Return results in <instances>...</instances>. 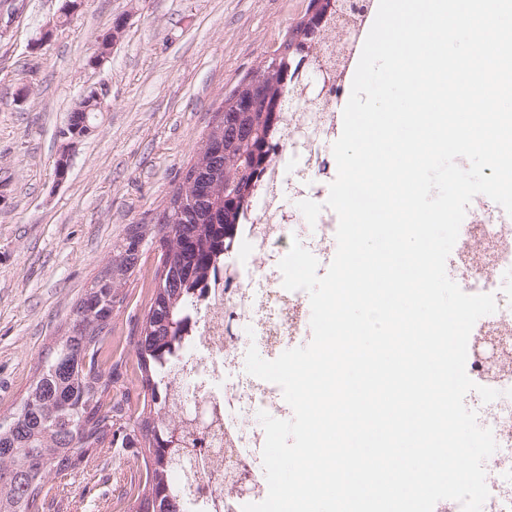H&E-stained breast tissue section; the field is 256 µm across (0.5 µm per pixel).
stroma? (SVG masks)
I'll return each instance as SVG.
<instances>
[{
    "label": "stroma",
    "mask_w": 512,
    "mask_h": 512,
    "mask_svg": "<svg viewBox=\"0 0 512 512\" xmlns=\"http://www.w3.org/2000/svg\"><path fill=\"white\" fill-rule=\"evenodd\" d=\"M303 0H0V421L22 403L41 361L75 318L113 247L156 223L226 93L255 70L273 32ZM127 27L98 66L96 38L119 15ZM105 110L70 147L66 180L55 161L70 112L88 89ZM158 252L144 247L112 312V360L126 416L145 395L130 343L154 286ZM135 449L92 480L61 482L68 512H127Z\"/></svg>",
    "instance_id": "stroma-1"
}]
</instances>
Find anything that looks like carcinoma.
<instances>
[{
    "instance_id": "carcinoma-1",
    "label": "carcinoma",
    "mask_w": 512,
    "mask_h": 512,
    "mask_svg": "<svg viewBox=\"0 0 512 512\" xmlns=\"http://www.w3.org/2000/svg\"><path fill=\"white\" fill-rule=\"evenodd\" d=\"M337 0H307L297 24L276 38L268 56L224 96L221 109L195 151L183 179L199 168L206 189L178 184L156 224H138L117 245L103 276L80 299L69 332L60 337L27 389L20 409L0 423V512H49L55 480L83 472L116 442L114 427L125 406L112 398V369L106 338L112 335V304L134 273L138 246L158 245V265L148 311L133 348L138 376L150 398L139 412V434L125 447L140 448L145 474L131 476L125 497L133 512H184L171 474L179 464L166 455L167 441L186 448L198 444L186 405L168 400L172 344L190 319L195 288L224 258L235 241L245 210L261 187L269 155L288 144L282 123L287 93L301 91L292 78L325 39L340 41L357 15L336 23ZM229 126L253 132L249 140L225 134ZM222 139L223 154L210 158L207 144Z\"/></svg>"
}]
</instances>
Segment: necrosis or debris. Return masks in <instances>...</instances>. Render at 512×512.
<instances>
[{"instance_id":"1","label":"necrosis or debris","mask_w":512,"mask_h":512,"mask_svg":"<svg viewBox=\"0 0 512 512\" xmlns=\"http://www.w3.org/2000/svg\"><path fill=\"white\" fill-rule=\"evenodd\" d=\"M285 120L289 148L273 155L266 171L273 191L255 196L234 245L196 289L194 317L174 349L180 371L171 392L204 400L212 417L198 450L207 459L196 476L205 490L190 494L189 512H242L245 504L266 498L260 478L265 432L258 414L284 419L288 405L279 385L247 373L246 354L253 346L261 357L277 358L308 328L304 291L282 286L278 264L286 236L303 238L315 255L336 245L335 224L307 227L288 202L295 193L329 192L319 177L334 168L326 146L336 135V103L328 101L320 112L289 110ZM458 242L476 256L466 269L468 294H491L497 303L468 341L473 374L501 392L477 406L479 425L491 429L498 444L482 512H512V294L499 286L502 277H512V225L490 218L464 224Z\"/></svg>"}]
</instances>
